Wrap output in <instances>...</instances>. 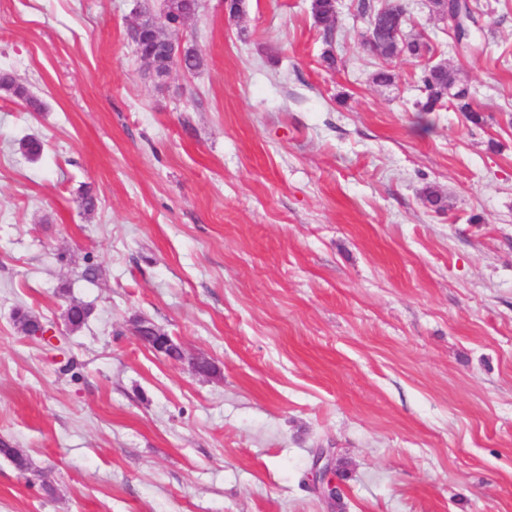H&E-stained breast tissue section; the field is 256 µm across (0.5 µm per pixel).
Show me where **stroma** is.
Segmentation results:
<instances>
[{
  "mask_svg": "<svg viewBox=\"0 0 512 512\" xmlns=\"http://www.w3.org/2000/svg\"><path fill=\"white\" fill-rule=\"evenodd\" d=\"M470 2L464 52L404 0L482 115L424 132L359 0L330 43L310 0H200L173 36L203 64L162 78L136 0H0V73L42 103L0 93V442L32 462L0 456V512H328L319 448L344 512H512V0ZM73 301L49 345L12 319ZM312 476L316 479L315 489L326 497L332 512H342L341 487L335 481V471L331 466L330 455L324 449H319L313 457Z\"/></svg>",
  "mask_w": 512,
  "mask_h": 512,
  "instance_id": "stroma-1",
  "label": "stroma"
}]
</instances>
